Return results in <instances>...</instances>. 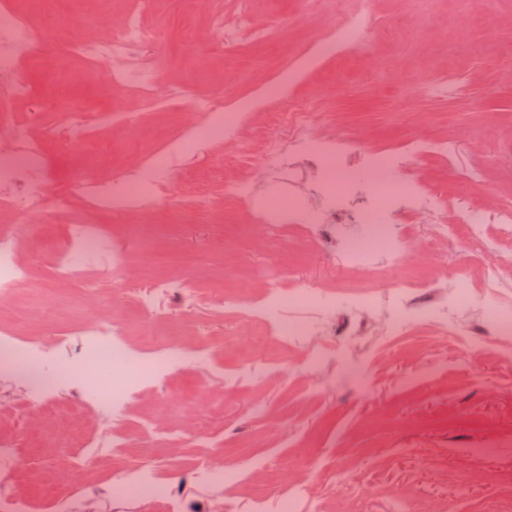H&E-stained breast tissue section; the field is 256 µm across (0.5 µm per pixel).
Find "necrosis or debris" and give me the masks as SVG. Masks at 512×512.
Segmentation results:
<instances>
[{
  "label": "necrosis or debris",
  "mask_w": 512,
  "mask_h": 512,
  "mask_svg": "<svg viewBox=\"0 0 512 512\" xmlns=\"http://www.w3.org/2000/svg\"><path fill=\"white\" fill-rule=\"evenodd\" d=\"M135 2V9L127 12L123 25L113 33L109 47L116 56L151 48L156 52L157 62H164L163 47L139 20L145 0ZM83 25L80 18L63 25H48L39 15L19 18L7 11L0 13V84L7 86L15 98L28 92L27 87L11 81L16 63L14 41H22L40 53L59 50L64 43L75 51L79 45L73 37ZM240 121L237 112L214 114L208 101L197 103L190 115L197 134L223 138L224 161L233 167L241 166L246 157L245 149L235 138ZM0 122L9 127L8 134L0 137V151L18 153L24 161L20 168L0 164V183L12 187L9 203L20 213L22 223L33 224L46 212L68 209L74 190L85 196L88 209L93 212L110 208L117 197L125 206L145 207L156 187L158 166L153 163L136 179L113 184L97 179L92 170L79 169L70 177V190H62L52 180L35 175L44 160L40 141L26 139L11 115H1ZM319 125L317 114L303 105L271 113L268 125L259 130L258 136L266 156L273 162L272 169L253 168L243 177L225 178V202L255 201V211L268 233L282 238L288 235L287 220L294 212L303 216L302 232L318 240L325 238L328 225H343L344 231L332 251L323 255L324 260L339 269H370L393 260L407 261L422 254L443 252L458 233L464 236L472 253L494 252L498 258L494 265L484 268L461 264L437 279L395 280L387 283L383 291L354 295L323 292L318 284L300 280L291 271L273 265L268 270L265 295L253 309V316L265 320L274 341L280 343L319 335L325 318L335 314L366 316L377 311L390 315L391 333L395 336L402 335L407 324L420 316L439 319L449 335H467L471 319L462 303L465 286L473 284L493 295L512 286V277L504 273L505 268L512 266V207L486 198L482 204L491 212L492 226L477 220L465 221L461 226L450 224L446 217L447 199L427 196L419 181L402 175L401 170L430 152L451 157L453 143L413 139L403 148L369 153L357 162L352 157L354 140L342 135L328 137V150L317 154L323 202L318 208L310 206L296 191L303 177L297 160L306 152L308 131ZM360 168L373 172L377 187L368 202L371 218L357 222L352 218L350 200ZM266 176L277 184L278 204L255 199L254 183ZM404 213L415 219L427 217L434 224L426 244H419L410 225L397 223V216ZM103 249L96 224L84 220L69 225L66 242L58 249L56 278L76 275L82 258ZM29 277L28 267L16 257L11 234L0 231V302L10 298ZM119 328V323L109 320L90 322L80 363L48 374L49 388L57 389L69 378L79 377L82 385L109 411L121 408L147 381L160 377L171 363L170 354L159 353L150 365H143L140 358L115 342ZM121 490L133 493L143 503L170 499L167 486L157 480L154 465L146 457L130 467Z\"/></svg>",
  "instance_id": "obj_1"
}]
</instances>
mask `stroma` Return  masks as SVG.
<instances>
[{
  "instance_id": "obj_1",
  "label": "stroma",
  "mask_w": 512,
  "mask_h": 512,
  "mask_svg": "<svg viewBox=\"0 0 512 512\" xmlns=\"http://www.w3.org/2000/svg\"><path fill=\"white\" fill-rule=\"evenodd\" d=\"M227 0H151L141 20L162 32L165 65L143 50L124 59L128 80L110 83L94 68L99 30L78 33L80 52L61 51L48 60L29 50L17 53L14 79L30 94L0 97V114L27 123L42 139L44 127L57 136L56 114L78 101L99 110L86 143L60 156L44 142L45 177L68 185L78 167L98 178H128L136 156L150 161L158 150L169 166L149 206L155 214L177 215V223L141 224L136 214L104 210L103 238L123 244L135 266L154 244L191 255L201 269L193 291L165 290L176 278L163 270L154 280L119 281L98 256L74 278L57 283L55 294L35 288L54 266L56 245L73 216L84 214L82 195L68 213H46L41 223L15 227L18 258L30 264L31 283L0 302V336L16 338L31 363L58 368L80 351L88 322H120V341L143 360L154 347L181 351L163 379L145 386L125 408L106 412L79 382L47 393L55 430L17 415L28 400L23 373L0 378V439L24 445L22 463L0 476L30 499V512H54L53 493L43 491L44 470L76 469L62 492L82 500L86 512H168L159 502L145 505L114 499L110 484L123 477L142 452H149L159 478H172L180 512H248L265 493L272 474H287L283 491L299 492L307 512H512V343L484 336H448L434 320L410 324L404 336L316 337L313 344L274 346L264 342L266 324L245 311L225 309V298L258 299L267 269L275 264L304 278L320 279L327 291L376 290L391 279L386 266L336 274L306 245L280 246L267 238L249 204L224 205L222 182L210 181L224 163L220 141L177 149L188 136L186 115L194 97H212L216 109L242 107L237 132L247 140L267 113L307 103L334 129L357 128L365 136L360 152L418 137L457 144L453 162L426 157L412 171L423 188L448 196L461 211L476 209L484 194L512 203V0H373L389 35L365 30L358 45L310 59L305 50L329 33L335 17L356 8V0H251L267 19V33L228 31ZM25 16L40 11L56 22L70 11L117 26L127 0H0V9ZM238 43L225 55L218 43ZM452 83L446 98L427 88L444 72ZM278 82L279 97L264 93ZM156 93L145 98L146 84ZM481 167L480 183L466 185L454 170ZM208 182L210 204L199 208L180 191L182 175ZM222 289H215V282ZM156 318L143 323L141 301ZM54 310L52 321L36 324L25 315L33 306ZM327 350L323 366L307 362L310 346ZM199 423L187 428L184 413ZM80 424L92 439L110 438L111 456L92 458L91 448L73 447L68 431ZM222 448L240 462L235 484L208 485L200 476L218 466Z\"/></svg>"
}]
</instances>
